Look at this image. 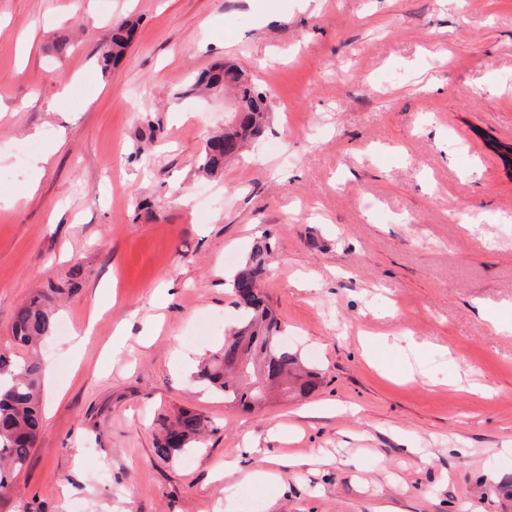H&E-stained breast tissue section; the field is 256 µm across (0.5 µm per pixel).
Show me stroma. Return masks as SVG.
<instances>
[{"instance_id": "35a3bbf8", "label": "stroma", "mask_w": 512, "mask_h": 512, "mask_svg": "<svg viewBox=\"0 0 512 512\" xmlns=\"http://www.w3.org/2000/svg\"><path fill=\"white\" fill-rule=\"evenodd\" d=\"M224 61L272 117L205 178L233 114L189 88ZM509 147L512 0H0V345L52 286L68 327L38 349L43 430L0 512H512ZM263 237V289L321 380L243 412L192 374ZM181 410L205 438L159 458ZM248 442L284 462L279 490L246 479L259 461L225 475ZM137 26V20L125 19L113 27L110 41L99 48L102 67L105 70L116 65L125 57L131 45L129 33Z\"/></svg>"}]
</instances>
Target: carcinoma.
Wrapping results in <instances>:
<instances>
[{"label":"carcinoma","instance_id":"1","mask_svg":"<svg viewBox=\"0 0 512 512\" xmlns=\"http://www.w3.org/2000/svg\"><path fill=\"white\" fill-rule=\"evenodd\" d=\"M137 26L138 21L126 19L113 27L110 41L99 48L104 69L125 57L131 45L129 33ZM217 87L233 93L238 109L234 124L210 137L200 156L199 170L213 177L223 174L225 156L260 138L269 125L267 95L243 77L241 67L225 63L196 76L194 89ZM269 257L268 243L257 242L236 270L231 286L240 298L238 325L229 329L223 347L195 375L224 402L243 411L255 409L273 385L293 397L305 396L317 385L318 373L288 349L280 320L259 288ZM60 292L59 288L41 291L24 302L14 316L12 342L0 350V493L8 490L11 476L27 463L43 428L41 367L31 350L54 333L53 295ZM206 428L200 414L180 412L157 443L156 455L169 457L189 449Z\"/></svg>","mask_w":512,"mask_h":512}]
</instances>
